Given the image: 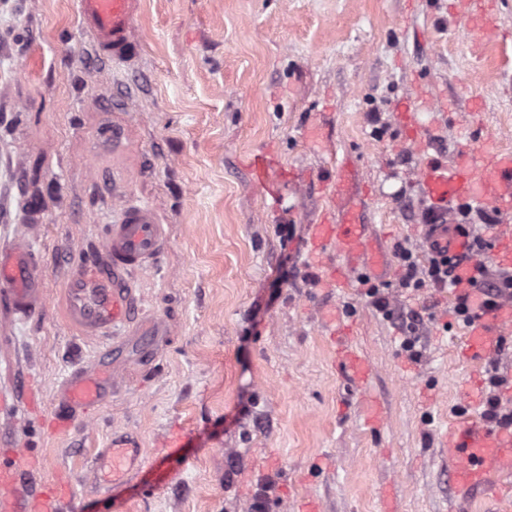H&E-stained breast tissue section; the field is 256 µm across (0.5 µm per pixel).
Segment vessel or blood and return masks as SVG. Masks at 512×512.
<instances>
[{"label":"vessel or blood","instance_id":"vessel-or-blood-1","mask_svg":"<svg viewBox=\"0 0 512 512\" xmlns=\"http://www.w3.org/2000/svg\"><path fill=\"white\" fill-rule=\"evenodd\" d=\"M140 0H76L82 27L96 54L107 63L130 65L136 58L137 43L132 37L133 19ZM421 180L430 203L431 224L424 234L430 243L461 254L466 248L463 236L448 232L445 220L452 206L468 204L490 206L504 215L512 214V152L486 146L468 151L464 162L443 165L428 162ZM310 242L318 253L339 254L352 265L362 262L368 252L369 237L365 225L343 216L334 223L323 216L310 227ZM168 244L165 227L154 209L130 205L122 217L110 225L104 249L108 265L89 262L74 267L67 291V316L83 336L105 338L113 326L134 315L133 291L128 286L129 272L155 265ZM480 260L471 258L455 270L458 284L455 296L472 295V278L477 277ZM0 283L9 285L17 310L32 313L46 300L43 278L27 245L0 250ZM512 327V301L479 314L467 330L463 356L474 359L497 355L500 338ZM346 327L335 331L336 355L343 371L356 382L370 373L369 365L350 352ZM109 385L86 372L71 374L59 389L66 407L75 409L100 401ZM477 390L463 394L465 415L442 438L455 460L452 478L458 488L487 485L491 475L512 477V428L495 427L476 417ZM10 466L0 461V512H63L68 498L65 485H57L26 500H19Z\"/></svg>","mask_w":512,"mask_h":512}]
</instances>
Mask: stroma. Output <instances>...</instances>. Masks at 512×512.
I'll return each mask as SVG.
<instances>
[{
    "instance_id": "stroma-1",
    "label": "stroma",
    "mask_w": 512,
    "mask_h": 512,
    "mask_svg": "<svg viewBox=\"0 0 512 512\" xmlns=\"http://www.w3.org/2000/svg\"><path fill=\"white\" fill-rule=\"evenodd\" d=\"M466 13L465 0H142L140 56L113 71L75 0H0V247L29 242L49 296L19 319L0 284V457L20 497L64 481L78 512H299L305 497L322 512H488L482 489L458 491L440 438L473 378L487 395L512 373V332L498 356L463 359L449 290L401 287L398 262L403 248L428 258L415 176L428 158L485 141L512 152V0L477 40ZM112 125L118 161L100 150ZM128 202L155 206L171 242L129 277L133 323L80 336L63 289ZM349 204L384 260L338 285L308 226ZM448 221L472 225L500 273L484 227L504 216ZM332 317L373 369L364 385L336 360ZM114 363L103 402L59 404L65 377ZM115 443L144 453L112 486L97 459Z\"/></svg>"
}]
</instances>
